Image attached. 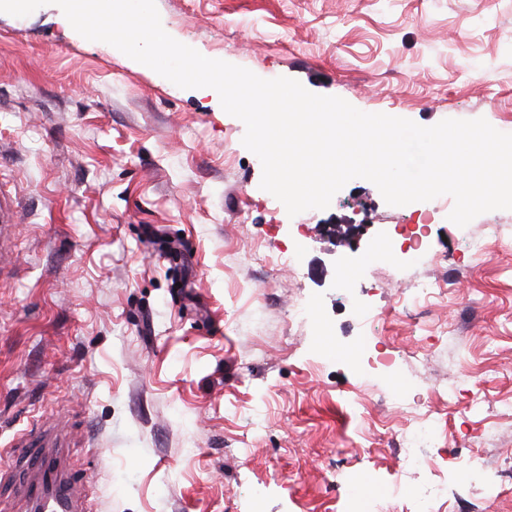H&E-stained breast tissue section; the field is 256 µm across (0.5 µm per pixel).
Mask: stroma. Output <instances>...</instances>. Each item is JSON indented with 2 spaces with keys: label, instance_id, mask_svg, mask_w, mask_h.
Here are the masks:
<instances>
[{
  "label": "stroma",
  "instance_id": "obj_1",
  "mask_svg": "<svg viewBox=\"0 0 512 512\" xmlns=\"http://www.w3.org/2000/svg\"><path fill=\"white\" fill-rule=\"evenodd\" d=\"M156 5L174 39L261 78L512 133V0ZM60 15L0 13V189L24 213L0 243V512H31L14 484L35 420L93 512H349L360 476L383 512H411L393 482L430 477L448 487L437 512H512V210L460 227L437 197L428 241L459 272L410 253L367 262L427 202L392 206L355 178L289 216L219 98ZM419 276L449 286L409 302ZM299 303L315 316L293 319ZM377 349L395 364L365 367ZM451 380L458 395L439 397ZM424 415L447 439L409 470L402 435ZM476 454L487 478L464 466Z\"/></svg>",
  "mask_w": 512,
  "mask_h": 512
}]
</instances>
